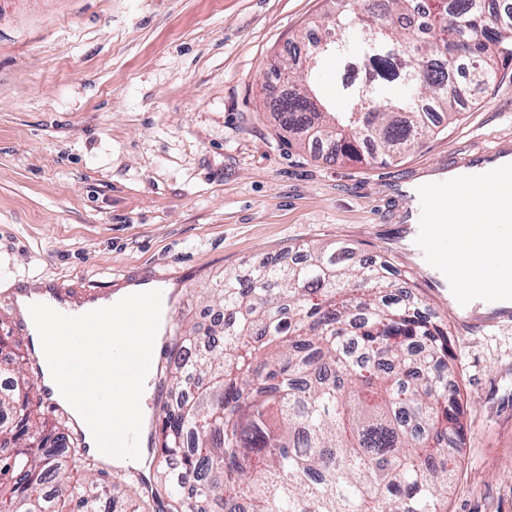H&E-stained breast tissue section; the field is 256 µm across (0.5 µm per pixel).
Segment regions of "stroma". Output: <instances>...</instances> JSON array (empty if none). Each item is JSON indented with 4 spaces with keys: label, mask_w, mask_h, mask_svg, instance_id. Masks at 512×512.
Listing matches in <instances>:
<instances>
[{
    "label": "stroma",
    "mask_w": 512,
    "mask_h": 512,
    "mask_svg": "<svg viewBox=\"0 0 512 512\" xmlns=\"http://www.w3.org/2000/svg\"><path fill=\"white\" fill-rule=\"evenodd\" d=\"M326 0H0V292L120 288L166 267L171 323L206 331L224 274L344 239L416 279L448 321L463 408L448 512H512V321L458 312L404 244L402 185L512 151V62L387 165L281 131L273 61Z\"/></svg>",
    "instance_id": "stroma-1"
}]
</instances>
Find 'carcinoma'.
I'll return each mask as SVG.
<instances>
[{"label": "carcinoma", "instance_id": "carcinoma-1", "mask_svg": "<svg viewBox=\"0 0 512 512\" xmlns=\"http://www.w3.org/2000/svg\"><path fill=\"white\" fill-rule=\"evenodd\" d=\"M335 40L288 67L279 125L332 155L385 163L512 60V0H345ZM426 80H409L419 71ZM386 259L343 241L226 274L224 319L172 338L155 429V499L112 496L66 423L36 409L0 343V512H448L462 437L448 321Z\"/></svg>", "mask_w": 512, "mask_h": 512}]
</instances>
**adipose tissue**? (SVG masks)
Instances as JSON below:
<instances>
[{
    "label": "adipose tissue",
    "mask_w": 512,
    "mask_h": 512,
    "mask_svg": "<svg viewBox=\"0 0 512 512\" xmlns=\"http://www.w3.org/2000/svg\"><path fill=\"white\" fill-rule=\"evenodd\" d=\"M113 302L131 307L129 320L114 322L112 333L100 337L94 351L73 352L70 337L64 336L55 320L56 303L51 291L18 296L17 302L24 317L32 346L43 358V383L54 394L63 396L64 406L73 418L86 427V444L95 446L96 431L89 424L88 406L92 385L83 373L84 366H92L98 378L112 376L114 368L106 354L113 345L138 351L143 361H151L155 343L160 336L166 316V303L156 288L148 284H129L117 290ZM149 390L145 379L128 381L101 416L111 419L118 414L125 420L146 425L149 417L147 399Z\"/></svg>",
    "instance_id": "adipose-tissue-1"
}]
</instances>
